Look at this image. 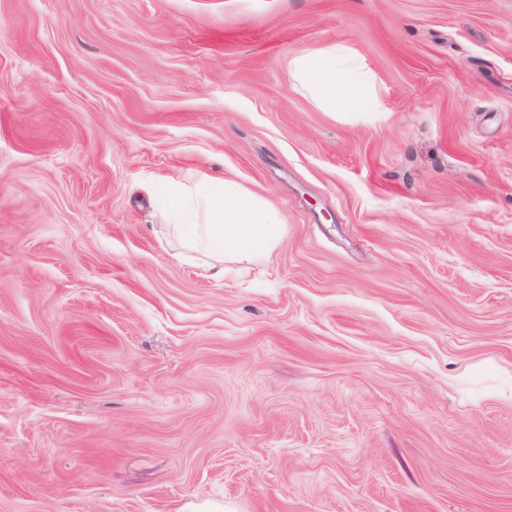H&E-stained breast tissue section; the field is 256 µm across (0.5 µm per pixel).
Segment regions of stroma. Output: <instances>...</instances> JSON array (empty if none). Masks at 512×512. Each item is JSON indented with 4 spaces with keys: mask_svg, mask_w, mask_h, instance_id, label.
<instances>
[{
    "mask_svg": "<svg viewBox=\"0 0 512 512\" xmlns=\"http://www.w3.org/2000/svg\"><path fill=\"white\" fill-rule=\"evenodd\" d=\"M0 512H512V0H0ZM301 86L320 104L336 112H376L361 92L364 65L341 48H327L296 56ZM173 193L175 228L188 246L212 258L209 270L216 279L229 273L224 265L229 256L262 260L280 235L281 223L271 208L226 182L197 192L193 204L180 206V191ZM199 213L201 220H196Z\"/></svg>",
    "mask_w": 512,
    "mask_h": 512,
    "instance_id": "1",
    "label": "stroma"
}]
</instances>
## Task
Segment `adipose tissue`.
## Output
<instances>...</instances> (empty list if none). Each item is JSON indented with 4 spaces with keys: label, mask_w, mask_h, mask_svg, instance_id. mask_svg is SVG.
I'll use <instances>...</instances> for the list:
<instances>
[{
    "label": "adipose tissue",
    "mask_w": 512,
    "mask_h": 512,
    "mask_svg": "<svg viewBox=\"0 0 512 512\" xmlns=\"http://www.w3.org/2000/svg\"><path fill=\"white\" fill-rule=\"evenodd\" d=\"M299 81L313 98L329 109L373 112L361 92L364 66L341 48H327L296 56ZM176 229L191 248L211 257L214 278H224L231 256L264 259L280 235L276 213L231 184L197 192L194 203L171 198Z\"/></svg>",
    "instance_id": "1"
}]
</instances>
